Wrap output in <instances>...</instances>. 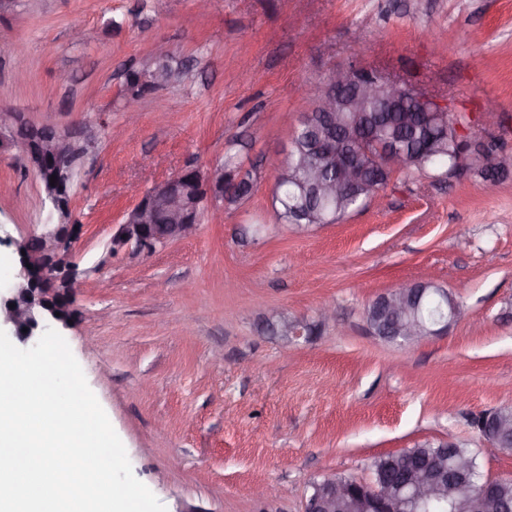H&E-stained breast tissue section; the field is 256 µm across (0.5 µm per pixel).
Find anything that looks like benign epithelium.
Instances as JSON below:
<instances>
[{
	"label": "benign epithelium",
	"mask_w": 512,
	"mask_h": 512,
	"mask_svg": "<svg viewBox=\"0 0 512 512\" xmlns=\"http://www.w3.org/2000/svg\"><path fill=\"white\" fill-rule=\"evenodd\" d=\"M320 90L323 127L312 129L314 148L318 151L338 127L334 114L344 110L362 112L366 102L383 98L408 102L409 111L416 121L430 130L436 139L461 133V125L448 112V106L398 79L371 69L336 70ZM94 144L93 136L80 126L64 129L52 119L36 124L28 121L22 112L0 107V152L12 153L14 160L39 179L45 199L59 217L57 223L42 225L39 236L43 249L37 254L21 253L27 237L10 240L17 264L12 288L8 294L0 295V313L4 314V321L13 327V335L23 344H36L41 331L50 322L64 326L69 323L68 317L56 315L59 308L51 300L60 282H66L69 292L73 293L81 280L78 265L72 260L81 225L70 220L71 198L65 194V186L73 169L81 165ZM376 148L383 168L392 172L402 168L404 156L401 151L386 143H379ZM475 166L493 173L512 170V156L505 152L481 153L472 145L455 158L448 174ZM356 169V154L341 152L335 176L327 177L320 169L314 168L307 175V185L320 199L343 197L348 200L358 196L368 202L377 196L379 190L375 185L361 190ZM52 177L55 178L53 186L50 185ZM225 185L222 165L207 170L187 166L153 184L142 193L125 221L118 225L112 235V252L132 248L151 253L159 246L190 236L199 224L204 202L224 203ZM432 295L444 298L448 292L436 287L433 280L404 283L378 297L375 312L389 323L396 322L412 306ZM11 303L15 307H9ZM455 316L456 311L450 310L449 319L438 328L397 324L384 334L374 329L371 333L384 342L412 344L446 332ZM268 326L287 345L303 335L298 322L290 323L280 318L269 322ZM480 428L482 437L491 446L498 448L512 444V430L502 425L494 413L483 417ZM398 470L401 485L408 488L415 499L435 500L448 491V485L462 482L470 466L457 462L450 470L443 456L428 457L421 462L404 455ZM497 483L495 477L485 478L483 493L472 504V512H481L487 498L494 494ZM343 504L351 505L352 512H402L399 492L390 486L365 480L347 484L330 477L311 485L303 512H336Z\"/></svg>",
	"instance_id": "obj_1"
}]
</instances>
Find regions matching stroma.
<instances>
[{"label": "stroma", "mask_w": 512, "mask_h": 512, "mask_svg": "<svg viewBox=\"0 0 512 512\" xmlns=\"http://www.w3.org/2000/svg\"><path fill=\"white\" fill-rule=\"evenodd\" d=\"M166 43L190 73L122 108L125 74ZM375 68L445 99L468 133L512 151V0H18L0 13V106L85 124L74 187L83 275L59 332L166 512H303L312 481L453 438L512 476L472 416L512 405V174L394 173L376 200L300 232L274 220L292 128L339 68ZM494 103L497 124L480 117ZM231 164L253 189L197 233L111 253L140 194L185 165ZM0 235L49 215L39 180L0 155ZM432 276L457 315L411 346L365 311ZM332 304L335 316L320 322ZM316 324L284 346L268 323Z\"/></svg>", "instance_id": "stroma-1"}]
</instances>
